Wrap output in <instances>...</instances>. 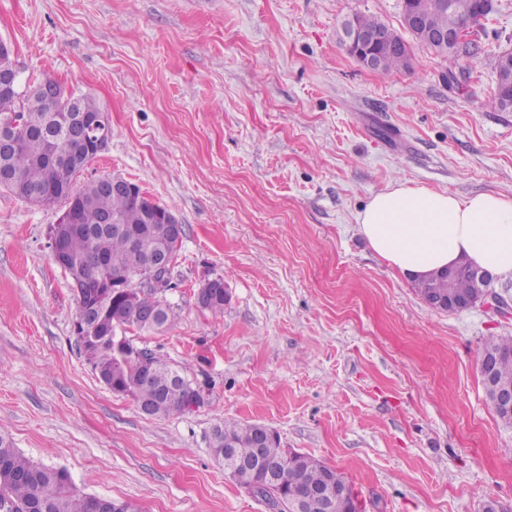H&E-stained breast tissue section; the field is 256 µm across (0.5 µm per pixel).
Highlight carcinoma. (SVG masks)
Returning a JSON list of instances; mask_svg holds the SVG:
<instances>
[{
    "label": "carcinoma",
    "mask_w": 512,
    "mask_h": 512,
    "mask_svg": "<svg viewBox=\"0 0 512 512\" xmlns=\"http://www.w3.org/2000/svg\"><path fill=\"white\" fill-rule=\"evenodd\" d=\"M415 6L425 17L431 31H448L464 22H472L468 38L445 50L418 35L415 41L441 57L465 62L462 73L471 74L483 63L484 52L475 26L483 15L478 13L476 0H416ZM388 35L400 44V50L383 56L378 70L383 73L406 69L411 63V47L398 32ZM496 74V86L487 105L504 111L503 99L512 94V56L498 54L490 60ZM87 114H97L104 108L92 96L66 91L58 86L54 99H48L28 85L23 90L0 88V121L14 120L24 129H49L46 135H23L7 162L17 175V182L5 190L26 200L33 193H42L41 204L66 200L78 206L79 221L66 237V248L72 259L87 255L102 258L100 265H83L79 275L91 285L87 295L78 298L77 313H86L92 319L93 334L76 336L83 354L100 381L110 391L130 397L134 403L154 407L153 418L183 412V397L171 389V377L183 370L149 349L138 348L130 340L116 347L113 335L129 329L162 332L175 322L174 313L165 294L145 293L144 303L159 313L154 324L127 321L121 303L108 288L118 280L127 285L139 277L141 266L151 256L163 252L162 225L155 224L143 205L134 197L114 194L103 186V179H95L81 189L73 190L77 170L62 163L51 164V159L69 152V144L57 129V118L67 106ZM484 283L467 276H439L415 282L421 297L432 290L446 297H471L480 292ZM482 352L494 359L497 378L512 384V336L487 341ZM253 424L234 419H223L211 430L208 444L216 461H221L226 444L231 442L242 457L251 454ZM327 474L336 475V483H349L347 477L312 455L301 453L291 463L288 482L277 489L275 497L294 501L295 493L309 485L320 483ZM16 504L31 512H91L92 496L75 487L68 470L46 467L25 457L10 437L0 433V506Z\"/></svg>",
    "instance_id": "carcinoma-1"
}]
</instances>
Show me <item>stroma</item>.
<instances>
[{
    "instance_id": "1",
    "label": "stroma",
    "mask_w": 512,
    "mask_h": 512,
    "mask_svg": "<svg viewBox=\"0 0 512 512\" xmlns=\"http://www.w3.org/2000/svg\"><path fill=\"white\" fill-rule=\"evenodd\" d=\"M483 19L512 52V0ZM403 0H0L21 79L106 107L112 138L75 177L119 175L172 211L182 248L163 333L133 344L183 366L203 404L143 415L96 378L54 261L64 203L0 191V429L86 494L140 512H271L224 472L219 420L262 423L344 473L364 512H512V430L486 398L483 345L512 317L427 306L368 245L358 215L396 185L512 198V112L488 65L449 85L413 46L374 71L340 40L353 15L396 28ZM223 278L221 317L195 292ZM386 31L391 39L400 44V50L392 53H386L377 70L383 73H390L408 68L411 63V47L402 39L398 32L393 30Z\"/></svg>"
}]
</instances>
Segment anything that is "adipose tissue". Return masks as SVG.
Wrapping results in <instances>:
<instances>
[{"label":"adipose tissue","mask_w":512,"mask_h":512,"mask_svg":"<svg viewBox=\"0 0 512 512\" xmlns=\"http://www.w3.org/2000/svg\"><path fill=\"white\" fill-rule=\"evenodd\" d=\"M358 221L371 248L410 279L462 261L512 276V198L400 185L374 195Z\"/></svg>","instance_id":"adipose-tissue-1"}]
</instances>
